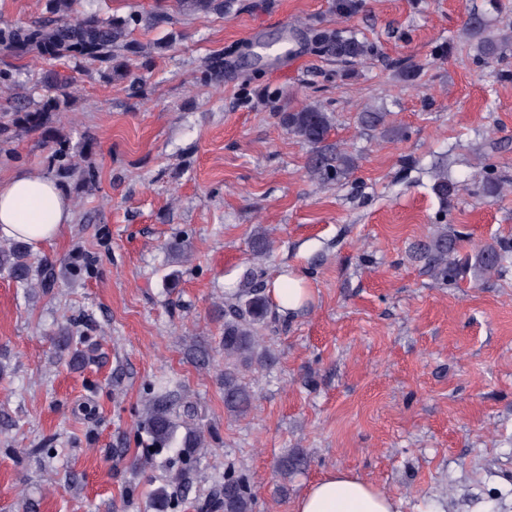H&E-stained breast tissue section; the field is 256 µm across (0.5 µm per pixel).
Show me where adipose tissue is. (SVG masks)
I'll use <instances>...</instances> for the list:
<instances>
[{
    "label": "adipose tissue",
    "mask_w": 512,
    "mask_h": 512,
    "mask_svg": "<svg viewBox=\"0 0 512 512\" xmlns=\"http://www.w3.org/2000/svg\"><path fill=\"white\" fill-rule=\"evenodd\" d=\"M71 220V202L55 180L22 171L0 178V241H23L37 251ZM293 512H397V504L357 474L333 469L296 499Z\"/></svg>",
    "instance_id": "adipose-tissue-1"
}]
</instances>
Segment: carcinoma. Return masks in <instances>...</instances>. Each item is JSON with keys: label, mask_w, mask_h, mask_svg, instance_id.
Wrapping results in <instances>:
<instances>
[{"label": "carcinoma", "mask_w": 512, "mask_h": 512, "mask_svg": "<svg viewBox=\"0 0 512 512\" xmlns=\"http://www.w3.org/2000/svg\"><path fill=\"white\" fill-rule=\"evenodd\" d=\"M182 8L191 13L216 12L220 0H179ZM50 13L56 19L47 22L14 23L0 26V46L19 53H34L45 60L63 56L84 61L110 62L118 48H125V37L135 17H116L109 22L91 14L81 21H73L69 14L82 7L81 0H48ZM324 51L334 54L345 62H354L368 53L367 45L343 31L326 39ZM60 100L48 97L33 109L14 112L12 126L20 133L38 132L44 142L55 140L54 131L47 126V113L58 109ZM282 122L291 133L314 147L309 160L312 172L326 179H337L355 168L354 158L326 143L331 123L329 116L318 106H306L282 114ZM456 183L445 174L438 175L433 190L446 202L454 195ZM512 245L490 244L474 256L459 254V239L442 227L430 241L418 249L417 256L428 262L436 275L443 280H453L468 272L486 274L504 268ZM31 249L23 241H12L0 246V270H4L16 283L29 287L33 280L30 262ZM224 318V410L234 418L247 415L254 408V391L241 378V372L262 362L260 351L261 330L277 319L264 283L250 271L244 277L243 288L235 297L224 302V310L218 312ZM185 433L177 437L178 424L171 413L169 398L156 396L149 406L141 428L147 433L155 448H177V469L171 482L178 484L188 467L194 463L196 452L203 447V431L190 423L193 408H184ZM305 461L299 454L285 455L277 463L284 477L303 469ZM153 505L157 512H168L178 502L167 489L160 487L153 492ZM255 496L248 478L229 468L224 471V485L203 509H219L221 512H253Z\"/></svg>", "instance_id": "carcinoma-1"}]
</instances>
